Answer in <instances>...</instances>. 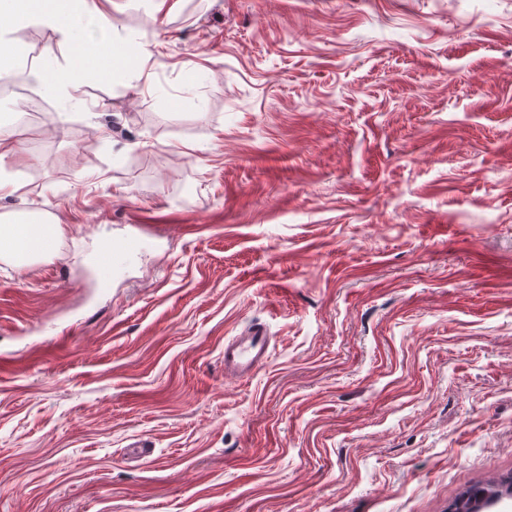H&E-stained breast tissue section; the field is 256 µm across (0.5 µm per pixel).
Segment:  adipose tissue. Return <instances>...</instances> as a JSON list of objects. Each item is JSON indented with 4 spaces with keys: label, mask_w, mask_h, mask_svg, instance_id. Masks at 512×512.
Segmentation results:
<instances>
[{
    "label": "adipose tissue",
    "mask_w": 512,
    "mask_h": 512,
    "mask_svg": "<svg viewBox=\"0 0 512 512\" xmlns=\"http://www.w3.org/2000/svg\"><path fill=\"white\" fill-rule=\"evenodd\" d=\"M39 24L61 31L70 40L74 67L51 76L50 90L75 88L80 71L91 62L121 64L122 59L108 33L107 26H94L87 10L76 8L74 0H0V58L12 57L14 44L8 40L9 30ZM55 238L45 225L31 222L0 225V248L32 259L51 252Z\"/></svg>",
    "instance_id": "1"
}]
</instances>
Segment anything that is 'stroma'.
Listing matches in <instances>:
<instances>
[{
  "label": "stroma",
  "mask_w": 512,
  "mask_h": 512,
  "mask_svg": "<svg viewBox=\"0 0 512 512\" xmlns=\"http://www.w3.org/2000/svg\"><path fill=\"white\" fill-rule=\"evenodd\" d=\"M85 6L125 63L38 84L0 194L60 227L0 259V512H448L512 474V0ZM270 336L261 328L224 342V372L248 376L263 366L269 356Z\"/></svg>",
  "instance_id": "1"
}]
</instances>
